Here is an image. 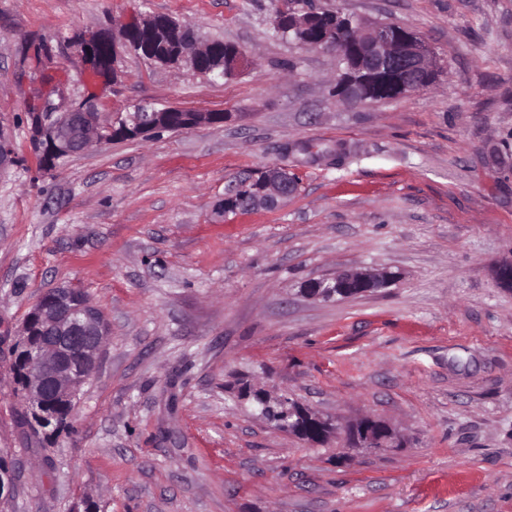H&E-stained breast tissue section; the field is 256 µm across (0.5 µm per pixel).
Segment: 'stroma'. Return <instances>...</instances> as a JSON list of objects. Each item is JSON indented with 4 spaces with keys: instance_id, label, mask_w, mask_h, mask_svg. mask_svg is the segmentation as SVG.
<instances>
[{
    "instance_id": "1",
    "label": "stroma",
    "mask_w": 512,
    "mask_h": 512,
    "mask_svg": "<svg viewBox=\"0 0 512 512\" xmlns=\"http://www.w3.org/2000/svg\"><path fill=\"white\" fill-rule=\"evenodd\" d=\"M420 34L428 88L350 109L335 54L274 33L271 0H0V455L21 471L0 512H512V0H316ZM145 14L245 50L213 81L134 52L94 101L224 112V123L104 143L37 165L27 114L45 73L83 96L73 42ZM52 49L45 62L42 45ZM298 166L297 196L224 215L233 177ZM499 151L504 162L491 166ZM390 287L314 301L344 270ZM81 288L111 325L68 429L23 419L14 332L40 296ZM396 441L309 443L243 388ZM347 279L355 282L358 287L372 284L371 280L378 281L376 288H362L358 295L366 294L380 288L389 287L394 281V276L387 270H346L329 277L312 278L301 293L311 300L329 301L337 299L339 291L343 288L341 280Z\"/></svg>"
}]
</instances>
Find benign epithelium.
<instances>
[{
    "instance_id": "1",
    "label": "benign epithelium",
    "mask_w": 512,
    "mask_h": 512,
    "mask_svg": "<svg viewBox=\"0 0 512 512\" xmlns=\"http://www.w3.org/2000/svg\"><path fill=\"white\" fill-rule=\"evenodd\" d=\"M337 26L354 27V35L362 42L361 49L346 56L345 48L329 46L344 68L336 80L333 95L341 104L356 108L370 105L364 74L372 72L392 75L397 81L399 96L404 97L429 87L438 78L439 66L429 44L418 34L404 33L383 21H366L350 15H336ZM186 25L164 22L150 15L131 20L121 27L119 37L96 32L81 37L76 52L86 69L92 71L103 49L112 51L117 62L120 48L129 47L131 35L140 33L145 47L155 36L163 34L176 41ZM168 112L140 105L121 116V123L112 127L116 138L146 139L167 127ZM28 133L36 148L38 162L45 170L53 169L66 156L84 152L107 137L99 118L87 103L73 105L67 101L65 87L57 84L44 96L42 106L28 113ZM294 166L284 162L263 170L252 181V208H277L296 194ZM346 279L370 289L373 281L387 288L394 276L387 270H346L329 277L312 278L301 293L311 300L329 301L339 296L341 280ZM110 327L104 313L86 300L78 288L68 285L51 290L49 301L38 300L15 331V354L29 358L32 375L22 389V396L31 417L45 423L47 400L63 399L77 405L83 386L98 364Z\"/></svg>"
}]
</instances>
